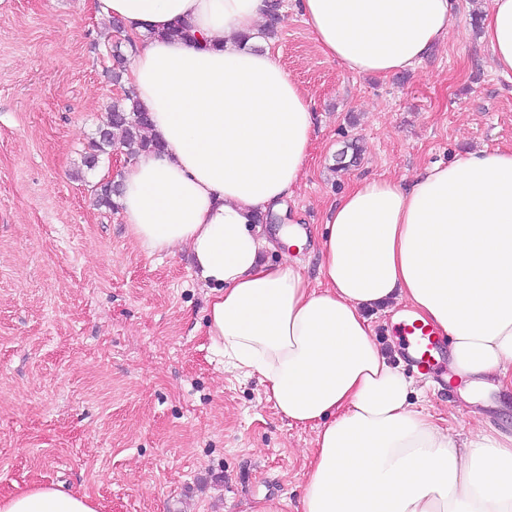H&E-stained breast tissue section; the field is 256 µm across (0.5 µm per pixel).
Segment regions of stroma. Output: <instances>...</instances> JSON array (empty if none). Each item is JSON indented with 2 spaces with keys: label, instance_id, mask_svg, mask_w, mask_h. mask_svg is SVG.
Instances as JSON below:
<instances>
[{
  "label": "stroma",
  "instance_id": "35a3bbf8",
  "mask_svg": "<svg viewBox=\"0 0 512 512\" xmlns=\"http://www.w3.org/2000/svg\"><path fill=\"white\" fill-rule=\"evenodd\" d=\"M451 2L447 42L384 78L324 55L281 0L271 44L317 138L280 218L308 232L310 283L324 214L353 181L512 148V77L480 38L483 0ZM114 41L91 0H0V495L52 484L108 512H254L262 497L300 512L313 431L212 357L189 255L148 253L121 209L95 203L100 172L125 171L108 154L83 163L123 94L105 73ZM422 406L464 439L461 393L434 382Z\"/></svg>",
  "mask_w": 512,
  "mask_h": 512
}]
</instances>
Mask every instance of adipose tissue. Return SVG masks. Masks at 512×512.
I'll return each instance as SVG.
<instances>
[{
    "label": "adipose tissue",
    "instance_id": "ef3b65f1",
    "mask_svg": "<svg viewBox=\"0 0 512 512\" xmlns=\"http://www.w3.org/2000/svg\"><path fill=\"white\" fill-rule=\"evenodd\" d=\"M123 23L126 74L164 149L127 165L120 202L149 253L189 252L211 294L210 350L259 375L268 400L315 431L301 512H512V436L463 442L423 415L420 389L381 350L367 312L402 310L447 336L453 370L512 388V149L476 150L410 180L361 179L329 207L318 286L255 218L299 184L311 100L254 42L267 0H92ZM322 52L386 77L445 41L450 0H295ZM483 39L512 74V0H485ZM178 18L196 41L165 38ZM0 512H105L52 485Z\"/></svg>",
    "mask_w": 512,
    "mask_h": 512
}]
</instances>
